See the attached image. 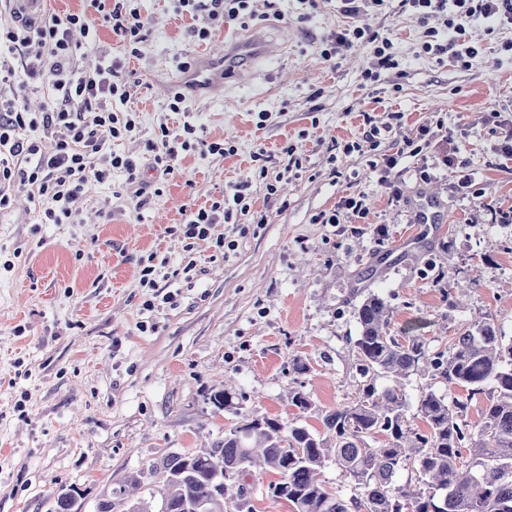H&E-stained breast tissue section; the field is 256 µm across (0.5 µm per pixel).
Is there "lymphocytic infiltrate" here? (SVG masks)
Listing matches in <instances>:
<instances>
[{
    "instance_id": "obj_1",
    "label": "lymphocytic infiltrate",
    "mask_w": 512,
    "mask_h": 512,
    "mask_svg": "<svg viewBox=\"0 0 512 512\" xmlns=\"http://www.w3.org/2000/svg\"><path fill=\"white\" fill-rule=\"evenodd\" d=\"M178 11L199 18L194 36L206 40L212 25L228 29L248 27L258 20L255 0H177ZM339 11L358 17L368 9L411 11L420 21L442 16L448 29L447 42H439L435 29L426 27L422 44L424 53L452 54L456 61L468 63L480 48L467 38V29L477 22L489 30L512 28V0H338ZM110 23L122 56L80 73L71 67L74 54L95 44L99 22ZM375 43L372 68L395 69L399 61L389 39H377L360 26L340 29L324 41L321 56L330 61L355 42ZM144 37L140 11L131 0H89L87 10L50 18L40 26L29 23L0 25V83H15L19 90L44 74H52V93L39 111H30L16 99L0 97V212L10 210L13 190L30 192L49 200L40 217L44 224H68L79 210L89 181L105 182L113 173L122 172L128 183L137 180V162L126 154L113 151L114 142L130 137L137 124L125 106L130 97L126 82L118 72L127 59L138 57ZM224 153L219 142H205L191 122L176 128L161 127L159 141L147 144L153 170L165 175L175 172L180 154L196 149ZM248 186L236 184L231 195L198 208L186 218L185 238L204 241L213 225L236 224L248 214Z\"/></svg>"
}]
</instances>
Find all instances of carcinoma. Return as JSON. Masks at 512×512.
<instances>
[{
	"instance_id": "1",
	"label": "carcinoma",
	"mask_w": 512,
	"mask_h": 512,
	"mask_svg": "<svg viewBox=\"0 0 512 512\" xmlns=\"http://www.w3.org/2000/svg\"><path fill=\"white\" fill-rule=\"evenodd\" d=\"M358 319L355 356L366 381L353 405L326 412L322 433L238 413L237 426L211 447L171 452L151 465L158 512H196L201 504L208 512H252L246 506L259 471L278 474L265 493L294 512H512V342L484 322L454 337L448 352L432 355L421 338L390 333V310L374 294ZM414 375L427 380L416 408L423 429L408 418L402 392ZM378 377L393 384L380 388ZM438 382L466 394L449 400L433 389ZM477 395L480 421L472 424L467 410ZM331 456L353 495L320 479ZM409 466L414 484H397ZM124 494L103 493L96 512H114ZM80 496L74 485L60 488L55 512H73Z\"/></svg>"
}]
</instances>
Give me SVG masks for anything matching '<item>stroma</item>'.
<instances>
[{
  "instance_id": "stroma-1",
  "label": "stroma",
  "mask_w": 512,
  "mask_h": 512,
  "mask_svg": "<svg viewBox=\"0 0 512 512\" xmlns=\"http://www.w3.org/2000/svg\"><path fill=\"white\" fill-rule=\"evenodd\" d=\"M138 6L145 40L121 75L140 134L114 149L138 158L148 204L118 172L88 182L76 223H41L25 192L0 214V512H54V490L69 485L81 490L74 512H96L103 492L157 458L223 439L241 411L321 429L326 411L358 397L353 349L368 294L387 304L395 335L420 337L432 354L485 321L512 339V160L502 153L512 59L500 51L512 30L474 25L482 51L464 67L421 53L409 12L351 21L318 0L302 21L297 0H277L282 17L217 26L202 43L173 0ZM351 22L392 40L399 67L366 80L368 43L325 62L321 40ZM256 38L266 55L234 60L220 95L190 93L183 113L169 111L179 62ZM187 115L205 141L235 152H192L158 176L144 144ZM370 122L382 132L367 143ZM288 144L300 167L282 154ZM450 144L462 168L443 164ZM261 150L263 167L252 160ZM394 154L396 202L379 169ZM465 170L476 179L461 194ZM241 182L244 223L188 244L190 211ZM423 190L440 197L446 223H410ZM349 196L364 197V223H316ZM146 266L155 287L140 283ZM297 359L308 372L294 373ZM227 385L236 408L220 411L209 396ZM294 389L310 393L307 412L291 406Z\"/></svg>"
}]
</instances>
